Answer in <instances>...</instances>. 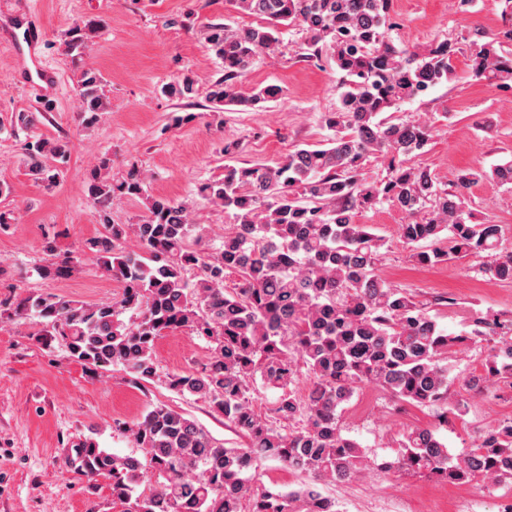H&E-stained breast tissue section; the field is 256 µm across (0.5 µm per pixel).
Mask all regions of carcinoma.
<instances>
[{
  "label": "carcinoma",
  "mask_w": 512,
  "mask_h": 512,
  "mask_svg": "<svg viewBox=\"0 0 512 512\" xmlns=\"http://www.w3.org/2000/svg\"><path fill=\"white\" fill-rule=\"evenodd\" d=\"M254 26H207L208 50L221 61L224 77L208 98L214 112L242 111L274 101L279 89L247 90L254 61L277 49L282 29L305 34L298 56L330 54L340 73L339 105L324 117L332 134L323 146L288 151L274 166H224V177L199 184L197 195L231 216L216 252L202 246L205 227L189 206L145 189L132 168L112 177V160L99 159L86 183L103 232L87 242L92 261L122 283L121 298L89 304L57 295L28 296L16 305L33 315L39 336L59 341L70 356L94 371L121 366L139 384L156 375V341L184 330L206 342L208 357L192 371L167 376L168 388L205 398L213 413L240 433L244 448L220 445L195 419L164 404L141 420L123 425L143 455L120 456L91 441L74 449L73 462L89 479L109 481L112 503L123 512H339L318 484L346 481L370 469L403 470L450 484L482 478L512 483V420L488 430L480 444L454 455L435 427H416L399 441V454L381 463L356 440L342 434L343 405L365 385L397 402L438 406L439 424L460 417L467 395L504 384L512 388V315H478L469 336L442 328L404 289L378 272L381 239L357 215L388 201L407 216L399 225L403 242L421 266L451 259H483L479 272L512 282V253H496L500 227L476 224L464 191L482 181L512 185V160L488 170L459 172L456 189L415 162L432 139L428 121L394 122L386 113L455 77V48L432 43L423 53L397 46L388 37L393 0H228ZM504 3L505 24L495 37L470 45L469 75L499 90H512V0ZM100 28L95 20L74 24L68 54L82 55ZM190 98L196 79L188 74L164 87ZM78 112L93 126L108 111L102 76L80 70ZM47 113L20 111L10 127L29 130ZM66 136L37 137L24 144L27 175L50 189L71 152ZM388 160L378 181L362 176L371 155ZM144 200L147 214L133 224L112 223L117 199ZM133 237L142 260L120 244ZM435 247L422 250L420 243ZM51 262L44 273L67 277L82 256L47 242ZM194 270V281L186 273ZM235 274V287L224 278ZM130 314L129 321L121 316ZM492 343L479 375L464 377L449 393V357L467 338ZM310 375L308 393L296 390L301 369ZM279 391L262 415L254 404L257 387ZM293 466L310 482L296 490L256 485L262 463ZM149 493H136L144 477Z\"/></svg>",
  "instance_id": "cac0c4a2"
}]
</instances>
